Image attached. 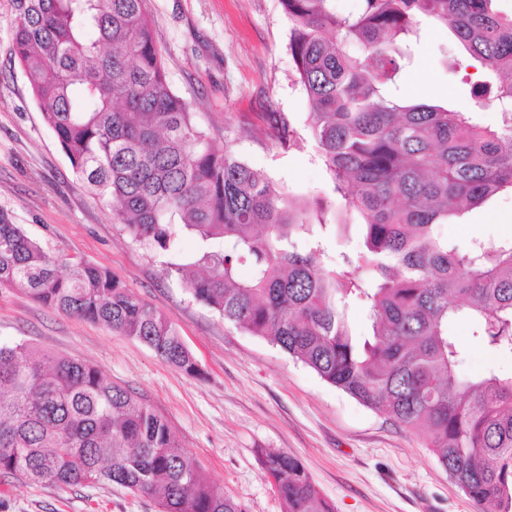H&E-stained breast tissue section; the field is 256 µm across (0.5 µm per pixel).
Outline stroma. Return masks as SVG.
Returning a JSON list of instances; mask_svg holds the SVG:
<instances>
[{
  "label": "stroma",
  "instance_id": "obj_1",
  "mask_svg": "<svg viewBox=\"0 0 512 512\" xmlns=\"http://www.w3.org/2000/svg\"><path fill=\"white\" fill-rule=\"evenodd\" d=\"M155 43L174 92L187 101L217 150H230L313 210L328 181L306 127V94L289 50L279 0H146ZM17 25L13 0H0V215L21 225L58 261L81 259L117 274L174 322L201 371L194 378L164 364L135 339L53 310L27 294L0 288V342L26 341L48 356L96 366L112 383L142 397L166 420L181 453L212 485L247 512H282L261 450L298 459L334 512H476L438 464L425 431H411L324 382L267 339L225 324L195 302L181 278L168 275L170 254L132 240L112 220L105 199L72 170L44 123L27 79L10 52ZM486 70L446 29L426 25L405 98L448 103L498 125L494 105L471 96ZM296 130L281 145L272 120ZM512 215L501 194L439 225L450 243L512 240L497 216ZM461 364L474 376L495 368L512 378V359L470 343ZM0 512H159L155 501L117 485L59 487L0 477Z\"/></svg>",
  "mask_w": 512,
  "mask_h": 512
}]
</instances>
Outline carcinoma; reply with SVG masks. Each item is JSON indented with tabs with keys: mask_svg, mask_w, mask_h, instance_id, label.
<instances>
[{
	"mask_svg": "<svg viewBox=\"0 0 512 512\" xmlns=\"http://www.w3.org/2000/svg\"><path fill=\"white\" fill-rule=\"evenodd\" d=\"M497 0H280L306 93L308 132L333 195L362 219L363 242L330 258L333 205L298 211L262 170L212 149L166 79L145 0H14L13 53L73 171L112 203L134 240L224 322L267 338L322 380L410 430L478 512H512V379L466 377L450 327L512 356V241L459 247L436 227L512 192V14ZM442 25L497 78V127L471 112L398 95L422 24ZM247 275H241V270ZM137 339L202 375L173 322L112 271L57 261L0 218V288ZM353 303L371 335H353ZM282 512H334L302 464L264 454ZM58 486L116 484L161 512H247L177 451L168 424L94 366L0 344V476Z\"/></svg>",
	"mask_w": 512,
	"mask_h": 512,
	"instance_id": "1",
	"label": "carcinoma"
}]
</instances>
